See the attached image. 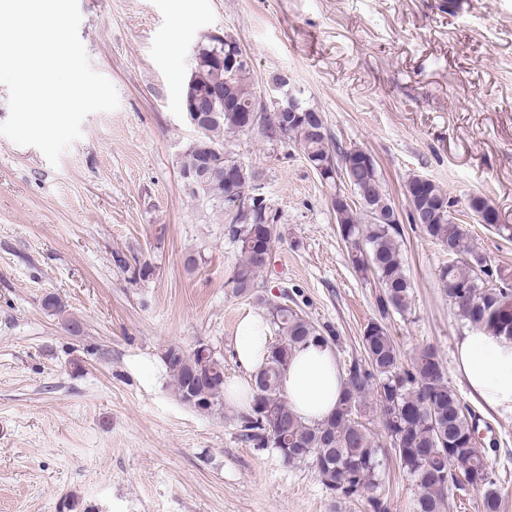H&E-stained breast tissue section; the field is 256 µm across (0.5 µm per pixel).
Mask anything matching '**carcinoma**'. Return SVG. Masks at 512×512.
<instances>
[{"instance_id":"cac0c4a2","label":"carcinoma","mask_w":512,"mask_h":512,"mask_svg":"<svg viewBox=\"0 0 512 512\" xmlns=\"http://www.w3.org/2000/svg\"><path fill=\"white\" fill-rule=\"evenodd\" d=\"M197 93L206 101L213 92L235 106L256 97L251 71L228 79L224 70L201 65L195 72ZM242 131L238 112H214L201 132L207 145L224 148V135ZM286 137L303 150L305 159L321 163L336 153L350 163V183L367 193V208H393L384 193L376 164L360 159L362 149L333 151L327 136L313 137L301 125L288 127ZM193 194L224 203V188L212 184ZM411 223L448 250V264L438 279L462 320L476 329L512 340V271L488 267L485 256L468 243L464 218L507 231L498 210L481 193L465 199L464 210L455 211L448 195L433 182L414 193L409 202ZM341 238L351 261L361 273H371L381 288L382 314H405L411 307L413 285L406 272L398 243L400 223L376 224L347 209L335 212ZM240 255L228 286L233 292L249 294L257 288L264 265L253 247L262 238L274 244L279 238L277 217L262 198H251L250 216L238 218L229 227ZM277 327L278 342L270 348L264 365L251 378L254 398L251 409L239 417L240 436L258 448L277 452L288 448V463H312L317 477L326 474L335 486L325 485L337 499L361 498L369 512H388L377 495L385 449L393 450L401 469L418 488L414 512H449L451 485L468 483L483 489L482 512H500L501 495L493 478L488 451L478 447L475 423L459 395L448 386L442 362L432 346H425L405 360L388 327L376 320L361 336L364 361L345 369L344 388L335 410L326 419L308 424L291 410L281 390L292 352L309 341L330 347L339 336L329 327H318L288 305L278 303L269 310ZM190 351L172 344L164 349L162 361L180 401L200 411L217 409L224 397V363L216 356H202L191 366ZM379 418L383 436L366 423Z\"/></svg>"}]
</instances>
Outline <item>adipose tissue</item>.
<instances>
[{"label":"adipose tissue","instance_id":"obj_1","mask_svg":"<svg viewBox=\"0 0 512 512\" xmlns=\"http://www.w3.org/2000/svg\"><path fill=\"white\" fill-rule=\"evenodd\" d=\"M270 350L269 321L251 313L238 326L234 351L245 371L253 372ZM459 373L471 396L497 413H512V342L483 329H470L456 353ZM343 388V372L329 346L308 343L297 348L282 379V390L304 422L324 420L335 409Z\"/></svg>","mask_w":512,"mask_h":512}]
</instances>
